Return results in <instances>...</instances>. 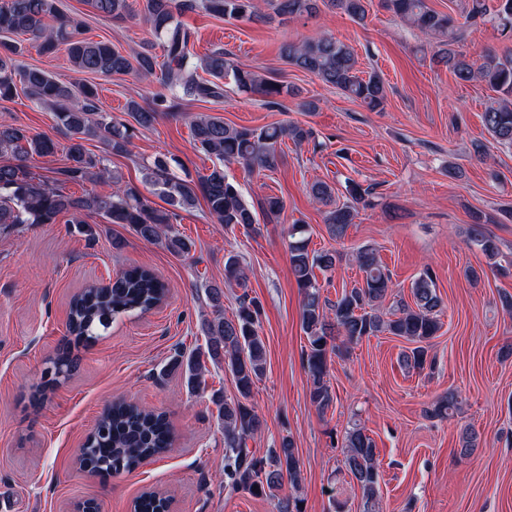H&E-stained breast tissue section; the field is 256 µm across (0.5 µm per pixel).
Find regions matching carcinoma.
<instances>
[{
	"instance_id": "carcinoma-1",
	"label": "carcinoma",
	"mask_w": 512,
	"mask_h": 512,
	"mask_svg": "<svg viewBox=\"0 0 512 512\" xmlns=\"http://www.w3.org/2000/svg\"><path fill=\"white\" fill-rule=\"evenodd\" d=\"M96 15L124 19L130 15L127 0H84ZM465 19L475 21L492 13L505 33H512V0H469ZM278 16L311 15L320 5L348 14L355 20L365 16V0H270ZM384 6L411 26L427 35L439 36L442 43L437 52L439 62L448 66L459 82L479 80L498 96L491 99L483 113V122L496 143L512 147V52L499 54L486 50L475 64L466 54L454 48L460 35L454 19L439 14L426 5V0H384ZM202 9L223 18L262 20L256 0H145L143 22L155 38L162 41L167 65L162 82L169 94H158L152 103L142 105L130 100L126 114L130 120H115L103 111L97 88L91 83L76 84L45 69L22 61L25 46L9 41V36H27L38 53L52 55L63 49L73 72L110 77L135 72L142 78L155 73V56L147 50L129 57L103 41L81 37V24L64 17L59 0H0V101H9L22 89L25 95L54 111L59 127L69 138L66 163L58 174L64 182L106 179L109 176L105 157L88 150L85 141L99 138L109 153L127 154L138 129H148L164 112L180 109L188 97L207 102L224 96L221 80L232 77L236 87L265 98L269 106L278 105L283 85L249 70L233 69L224 50L217 49L202 61L194 62L190 52L192 32L179 20L183 14ZM285 61L318 77L328 86L375 110L383 106L386 88L376 74L363 78L356 68L354 51L345 43L329 36H317L283 48ZM209 75L204 79L198 70ZM195 145L217 163L198 176L184 180L169 173L166 163L157 159L148 169L146 181L152 183L169 208H156L148 203L132 184H117L108 193H91L73 199L46 181L27 171V162L34 157L52 155L56 143L47 136L32 135L13 124L0 123V155L12 161L0 163V228L19 224H53L67 213L70 222L84 225L86 213H96L109 224H126L140 238L163 245L181 256L191 253L193 242L172 227L174 210L194 204L202 197L208 213L226 229L241 226L254 229L256 212L248 205L239 183L229 177L224 166L236 163L248 172L274 170L281 160L280 145L289 139L302 144L312 136L311 130L284 122L261 128L236 127L218 117L198 114L191 120ZM350 202L338 204L335 189L326 182H315L310 195L327 207L325 223L336 241L344 239L357 215L356 205L367 201L369 189L354 181L345 187ZM482 216L473 217L471 238L490 259L499 254L497 241L483 230ZM291 272L302 296L301 326L308 339L306 367L311 383L310 400L324 415L335 403L329 385V363L348 353L349 345L364 338L386 333L414 344L402 354L405 365L417 370L430 368L429 341L441 329L439 313L442 298L437 294L434 276L424 269L412 282L413 303H396L384 314L382 302L392 289V281L376 249L363 246L354 255L363 274L362 282L342 290L331 301L321 295L317 273L333 270L342 261L339 250L309 249L310 236L306 225L293 224L288 230ZM247 274L242 257L230 253L224 258V285L247 288ZM216 316L207 321L202 331L207 337L206 355L224 363L233 376L236 395L218 401V419L224 431V474L232 488L253 496L277 501L278 512H304L298 497L283 494L284 483L297 487L301 466L294 442L284 436L276 448L258 455L247 448V440L261 431L264 420L250 402L253 388L264 373L265 343L259 334L262 305L243 292L237 298L235 314L224 317L221 299L224 291L217 285L206 288ZM168 294L159 276L145 268L129 269L112 280L108 288L90 286L76 294L70 305L68 333L78 342L94 340L108 332L116 320L147 313L161 306ZM205 361L197 353L178 365L184 370L188 386L200 387ZM47 371L56 382L71 371L69 359L62 355L50 360ZM457 410L454 393L438 399L427 416L451 419ZM172 445V434L162 413L145 411L138 406L116 401L97 421L94 431L86 437L79 457L80 465L88 464L100 476L131 471L147 459L165 452ZM460 453L470 454L478 447V436L468 427L459 432ZM343 464L356 481L363 502V512H377L379 470L377 448L366 429L357 423L346 429L343 437ZM161 507L156 492L143 493L134 503V512H154Z\"/></svg>"
}]
</instances>
